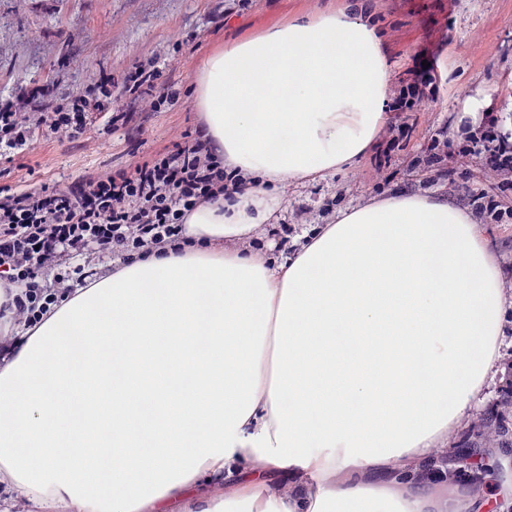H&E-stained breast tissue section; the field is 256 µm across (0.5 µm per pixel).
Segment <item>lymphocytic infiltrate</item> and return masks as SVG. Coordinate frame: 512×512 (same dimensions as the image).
<instances>
[{"mask_svg":"<svg viewBox=\"0 0 512 512\" xmlns=\"http://www.w3.org/2000/svg\"><path fill=\"white\" fill-rule=\"evenodd\" d=\"M99 96L75 90L64 102L49 92L22 90L0 98V159L36 137L75 139L108 113L109 124L142 132L145 109L178 102L180 91L159 68L138 66L126 79L124 109L110 111L111 77ZM432 83L412 69L394 91L387 149L410 135ZM463 155L485 162L503 187L512 186V130L487 114L467 138ZM241 175L226 171L209 142L158 152L133 170L88 175L76 192L49 184L18 191L0 186V366L18 350V327H32L74 287L86 265L103 257L125 265L153 251L179 250L187 216L198 206L241 191Z\"/></svg>","mask_w":512,"mask_h":512,"instance_id":"lymphocytic-infiltrate-1","label":"lymphocytic infiltrate"}]
</instances>
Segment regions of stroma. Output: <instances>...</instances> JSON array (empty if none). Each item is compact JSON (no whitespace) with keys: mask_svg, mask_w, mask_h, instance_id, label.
<instances>
[{"mask_svg":"<svg viewBox=\"0 0 512 512\" xmlns=\"http://www.w3.org/2000/svg\"><path fill=\"white\" fill-rule=\"evenodd\" d=\"M370 1L375 7L366 19L380 35L390 87H398L413 64L427 62L436 72L433 92L415 130L386 163H378L371 150L346 169L286 185L281 207L257 230L263 249L274 259L286 258L285 230L294 226L300 206L310 229L335 222L347 209L399 194L423 193L465 210L471 191L480 187L501 193L512 206V190L498 191L492 177H480L471 157H459L454 185L426 190L420 186L423 172L407 167L430 131L444 123L456 133L448 151L457 154L465 144L462 128L478 125L490 112L512 113V0H253L251 8L225 18L219 30L211 20L220 0H0V97L47 85L62 98L108 75L112 104L119 107L126 102L127 75L152 62L181 89L176 106L148 114L139 136L99 123L79 138L37 141L11 161L0 160V185L37 188L49 182L69 193L86 171L149 160L202 127L196 76L208 56L293 19ZM192 31L197 43L184 44Z\"/></svg>","mask_w":512,"mask_h":512,"instance_id":"1","label":"stroma"}]
</instances>
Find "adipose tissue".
<instances>
[{
    "label": "adipose tissue",
    "instance_id": "1",
    "mask_svg": "<svg viewBox=\"0 0 512 512\" xmlns=\"http://www.w3.org/2000/svg\"><path fill=\"white\" fill-rule=\"evenodd\" d=\"M388 65L363 18L236 42L196 78L205 136L248 183L186 219L193 243L76 289L0 367V477L35 506L168 512H480L428 463L498 372L507 297L477 224L394 196L283 262L243 241L279 185L359 160Z\"/></svg>",
    "mask_w": 512,
    "mask_h": 512
}]
</instances>
